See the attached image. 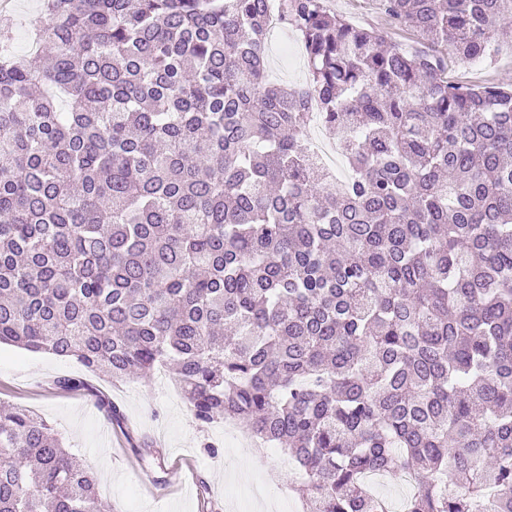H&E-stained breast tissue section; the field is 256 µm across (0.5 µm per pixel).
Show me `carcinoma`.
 I'll return each mask as SVG.
<instances>
[{"instance_id": "obj_1", "label": "carcinoma", "mask_w": 512, "mask_h": 512, "mask_svg": "<svg viewBox=\"0 0 512 512\" xmlns=\"http://www.w3.org/2000/svg\"><path fill=\"white\" fill-rule=\"evenodd\" d=\"M509 0H384L410 50L325 0H42L0 31V344L114 381L163 364L197 421L288 454L312 512H512ZM309 78L266 75L268 14ZM332 130L354 180L313 161ZM0 512H114L23 407ZM2 1V2H1ZM7 4V9L4 8ZM6 15L13 20V48L21 55H30L34 48L30 36V18L39 12L40 0H0V18ZM500 29L506 38L492 62L457 61L450 67L449 76L466 83L512 85V21L510 24L502 25ZM415 485H411L406 475L394 473L393 477H387L375 487V492L385 497L389 503L395 504L398 500L408 498L414 491Z\"/></svg>"}]
</instances>
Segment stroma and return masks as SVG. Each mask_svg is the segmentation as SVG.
Listing matches in <instances>:
<instances>
[{
	"mask_svg": "<svg viewBox=\"0 0 512 512\" xmlns=\"http://www.w3.org/2000/svg\"><path fill=\"white\" fill-rule=\"evenodd\" d=\"M14 25L13 48H34L29 21L41 0H0ZM331 12L352 24L381 32L389 41L415 48L429 42L400 28L386 14L382 0H326ZM494 60L454 62L451 78L466 83L512 85V26ZM295 39L280 29L265 44L267 75L273 82L298 87L308 74L302 55L291 52ZM77 376L86 386L65 390L60 378ZM118 405L123 422L109 420L97 398ZM24 406L50 425L83 464L94 467L99 493L117 512H307L289 479L294 464L272 447L250 448L249 435L237 427L239 443L229 444L223 422L203 426L180 390L155 377L127 382L85 371L72 358L0 345V407Z\"/></svg>",
	"mask_w": 512,
	"mask_h": 512,
	"instance_id": "obj_1",
	"label": "stroma"
}]
</instances>
